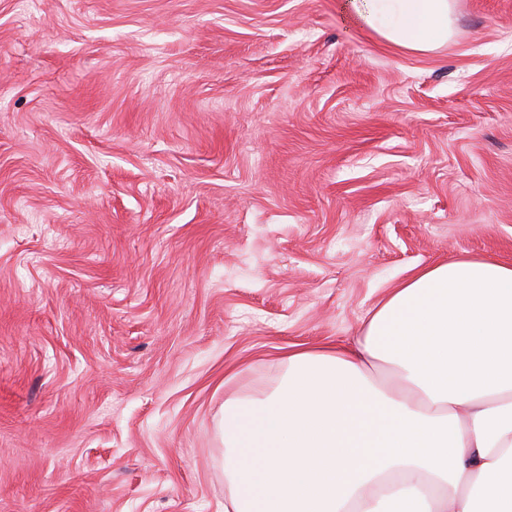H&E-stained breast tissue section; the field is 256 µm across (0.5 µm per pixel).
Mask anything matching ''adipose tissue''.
<instances>
[{
    "instance_id": "adipose-tissue-1",
    "label": "adipose tissue",
    "mask_w": 512,
    "mask_h": 512,
    "mask_svg": "<svg viewBox=\"0 0 512 512\" xmlns=\"http://www.w3.org/2000/svg\"><path fill=\"white\" fill-rule=\"evenodd\" d=\"M396 49L453 33L454 0H351ZM224 512H512V265L418 271L355 342L295 350L225 399Z\"/></svg>"
}]
</instances>
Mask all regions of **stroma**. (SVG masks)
Masks as SVG:
<instances>
[{
  "label": "stroma",
  "mask_w": 512,
  "mask_h": 512,
  "mask_svg": "<svg viewBox=\"0 0 512 512\" xmlns=\"http://www.w3.org/2000/svg\"><path fill=\"white\" fill-rule=\"evenodd\" d=\"M0 0V512H224V401L512 264V0ZM355 16L396 49L429 53L453 33L454 0H350Z\"/></svg>",
  "instance_id": "35a3bbf8"
}]
</instances>
